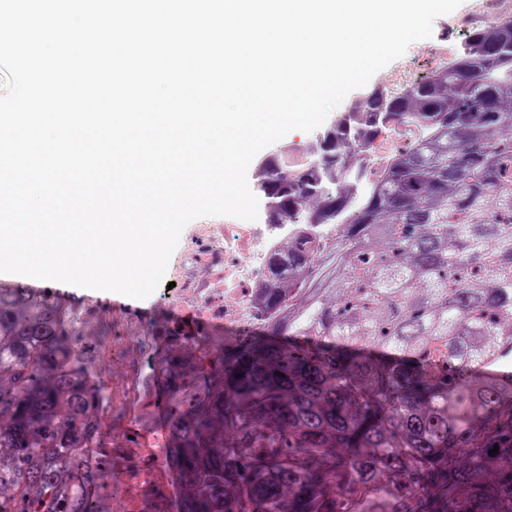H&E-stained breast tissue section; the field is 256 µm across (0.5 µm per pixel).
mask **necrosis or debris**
<instances>
[{"label": "necrosis or debris", "instance_id": "4bbe7bcc", "mask_svg": "<svg viewBox=\"0 0 512 512\" xmlns=\"http://www.w3.org/2000/svg\"><path fill=\"white\" fill-rule=\"evenodd\" d=\"M418 141L416 131L401 125L391 126L377 139L356 148L353 163L374 178H382L399 147ZM288 232V225L259 220L235 226L196 225L195 239L209 240L210 245L206 251L188 255L196 272L195 279H188L185 268H178L181 287L176 295L177 303L190 314L204 312L221 317L228 327L251 323L253 290L267 274L270 253L287 238ZM219 272L224 275L223 287H202L201 282L208 274Z\"/></svg>", "mask_w": 512, "mask_h": 512}]
</instances>
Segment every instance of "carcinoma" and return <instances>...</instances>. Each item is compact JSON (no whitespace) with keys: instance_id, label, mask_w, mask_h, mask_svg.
Segmentation results:
<instances>
[{"instance_id":"1","label":"carcinoma","mask_w":512,"mask_h":512,"mask_svg":"<svg viewBox=\"0 0 512 512\" xmlns=\"http://www.w3.org/2000/svg\"><path fill=\"white\" fill-rule=\"evenodd\" d=\"M391 123L425 144L353 211L363 174L336 166ZM314 143L297 175L260 161L264 220L298 225L252 294L266 326L217 346L197 324L150 325L182 512H512V379L473 375L512 360V18L467 28L402 95L371 87ZM110 335L84 305L0 285V512L122 494L86 367L85 337Z\"/></svg>"}]
</instances>
